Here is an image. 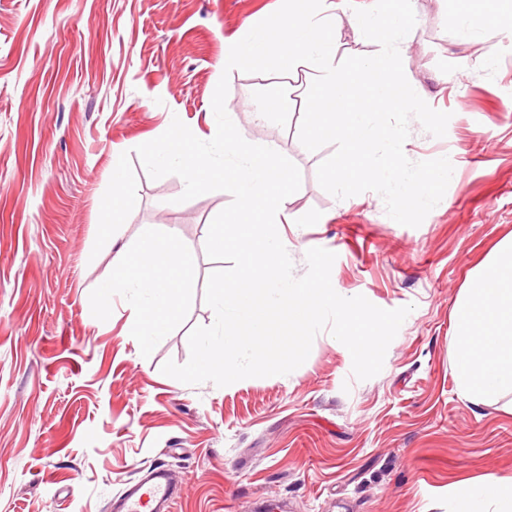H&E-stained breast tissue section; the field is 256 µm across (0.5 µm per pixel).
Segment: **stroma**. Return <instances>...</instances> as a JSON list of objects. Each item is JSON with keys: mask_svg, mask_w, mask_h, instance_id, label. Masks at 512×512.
<instances>
[{"mask_svg": "<svg viewBox=\"0 0 512 512\" xmlns=\"http://www.w3.org/2000/svg\"><path fill=\"white\" fill-rule=\"evenodd\" d=\"M280 3L0 0V512H107L150 464L178 476L174 512H450L457 483L512 479V414L469 404L453 378L456 298L512 234V30L460 42L453 0L415 2L409 82L451 118L442 138L411 121L403 151L448 157L454 171L414 228L376 192L324 191L317 168L335 147L302 146L301 105L287 126L257 123L252 94L272 74L225 72V41ZM334 41L340 60L379 50L350 10ZM224 74L239 132L300 170L281 227L294 276L322 247L336 255L339 295L413 307L368 380L326 330L287 375L219 387L161 373L188 361L193 327L215 320L204 294L220 264L206 238L227 192L181 201L179 176L151 179L133 159L136 205L116 245L93 250L113 153L175 117L208 132ZM166 227L193 258V283L163 332L134 336L122 292L105 318L98 286L120 246Z\"/></svg>", "mask_w": 512, "mask_h": 512, "instance_id": "stroma-1", "label": "stroma"}]
</instances>
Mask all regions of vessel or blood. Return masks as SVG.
Wrapping results in <instances>:
<instances>
[{
  "label": "vessel or blood",
  "instance_id": "1",
  "mask_svg": "<svg viewBox=\"0 0 512 512\" xmlns=\"http://www.w3.org/2000/svg\"><path fill=\"white\" fill-rule=\"evenodd\" d=\"M175 498L173 477L169 469L155 465L125 483L112 498L109 512H172Z\"/></svg>",
  "mask_w": 512,
  "mask_h": 512
}]
</instances>
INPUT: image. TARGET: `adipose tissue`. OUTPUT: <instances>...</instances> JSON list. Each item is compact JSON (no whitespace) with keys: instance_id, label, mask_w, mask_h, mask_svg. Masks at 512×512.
Masks as SVG:
<instances>
[{"instance_id":"adipose-tissue-1","label":"adipose tissue","mask_w":512,"mask_h":512,"mask_svg":"<svg viewBox=\"0 0 512 512\" xmlns=\"http://www.w3.org/2000/svg\"><path fill=\"white\" fill-rule=\"evenodd\" d=\"M455 32L468 40L486 26L512 21V0L481 12L476 0H455ZM100 292L109 308L114 289L128 298L134 335L160 332L177 313L192 284V259L173 230L150 237L146 246L126 247ZM454 380L458 394L474 406L501 403L512 412V237L501 240L477 268L455 303ZM457 512H512V480L489 475L454 488Z\"/></svg>"}]
</instances>
